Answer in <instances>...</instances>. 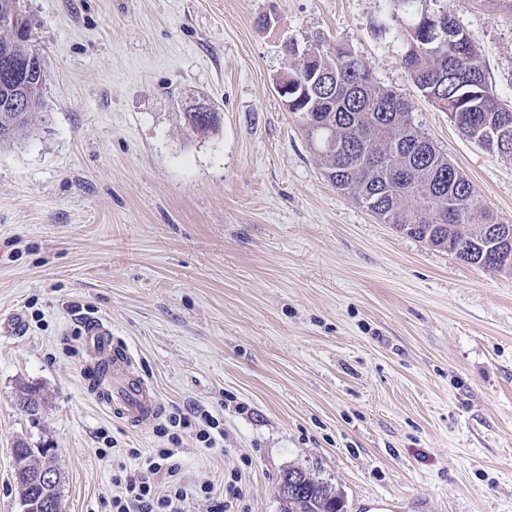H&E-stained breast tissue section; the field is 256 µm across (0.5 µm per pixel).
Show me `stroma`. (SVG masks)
Listing matches in <instances>:
<instances>
[{
	"label": "stroma",
	"mask_w": 512,
	"mask_h": 512,
	"mask_svg": "<svg viewBox=\"0 0 512 512\" xmlns=\"http://www.w3.org/2000/svg\"><path fill=\"white\" fill-rule=\"evenodd\" d=\"M45 68L26 137L0 149V512H21L18 440L52 449L62 512H109L127 449L181 437L185 480L235 483L224 512H280L282 472L346 512H512V274L436 251L325 178L276 81L281 45L362 59L413 125L512 224V160L463 137L400 61L395 0H20ZM474 39L512 99V11L417 0ZM214 104L217 132L185 127ZM100 319L156 391L140 429L95 400ZM41 386L40 421L20 382ZM169 424L178 431L192 432L196 440L203 444V448H217V436L224 438V430H217V435L211 431L218 428L219 422L208 411L196 410L188 414L178 412L169 418Z\"/></svg>",
	"instance_id": "1"
}]
</instances>
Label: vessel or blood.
<instances>
[{
	"label": "vessel or blood",
	"instance_id": "b4317fda",
	"mask_svg": "<svg viewBox=\"0 0 512 512\" xmlns=\"http://www.w3.org/2000/svg\"><path fill=\"white\" fill-rule=\"evenodd\" d=\"M87 357L93 370H105L112 385L97 391L98 403L130 425L145 427L161 412L154 390L132 371V357L127 349L112 340L111 327L100 320L85 328Z\"/></svg>",
	"mask_w": 512,
	"mask_h": 512
}]
</instances>
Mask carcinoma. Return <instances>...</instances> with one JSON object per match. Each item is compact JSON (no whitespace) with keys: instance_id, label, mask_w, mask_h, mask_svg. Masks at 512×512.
Masks as SVG:
<instances>
[{"instance_id":"cac0c4a2","label":"carcinoma","mask_w":512,"mask_h":512,"mask_svg":"<svg viewBox=\"0 0 512 512\" xmlns=\"http://www.w3.org/2000/svg\"><path fill=\"white\" fill-rule=\"evenodd\" d=\"M402 8L395 38L402 44V63L413 85L433 101L467 139L506 159H512V104L508 105L489 84L473 38L460 24L448 19L441 29L434 15L412 9L415 0H396ZM288 111L303 125L318 154L324 175L337 189L368 207L380 223L415 238L434 250L446 251L470 265L496 274H512V248L491 229L499 222L477 208L472 182L415 129L409 104L396 93L371 81L360 71L368 66L344 48L325 54L303 53L288 47ZM44 82H29L18 92L0 76V145L26 136L33 112L17 100L42 104ZM186 127L206 134L220 126L213 112L183 113ZM372 177L358 179L365 165ZM20 406L44 404L41 389L18 388ZM14 464L44 455L49 448L16 443ZM300 491L280 501L281 512H340L342 498L328 484L303 469Z\"/></svg>"}]
</instances>
